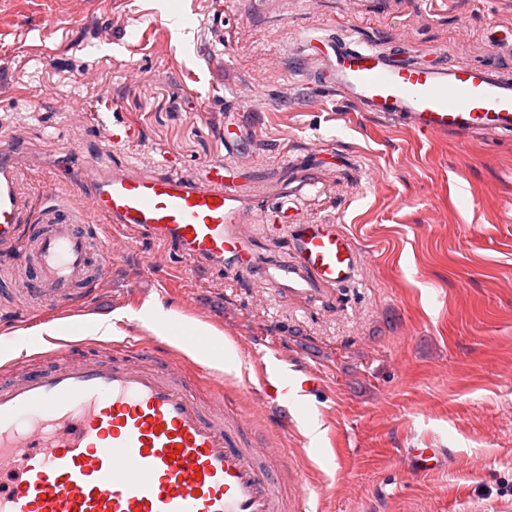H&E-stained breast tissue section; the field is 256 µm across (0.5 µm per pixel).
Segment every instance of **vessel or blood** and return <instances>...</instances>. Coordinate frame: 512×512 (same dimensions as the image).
I'll return each instance as SVG.
<instances>
[{
  "label": "vessel or blood",
  "mask_w": 512,
  "mask_h": 512,
  "mask_svg": "<svg viewBox=\"0 0 512 512\" xmlns=\"http://www.w3.org/2000/svg\"><path fill=\"white\" fill-rule=\"evenodd\" d=\"M324 84L358 111L430 135L512 136V74L501 67L427 65L412 50L349 34L306 41ZM96 123L112 147L137 138L132 124ZM24 141L0 134V249L27 268L26 290L44 309L95 291L133 239L174 246L187 263L254 267L249 227L231 221L233 190L216 161L197 181L178 170L144 176L123 165L79 170V208L36 207ZM122 224L128 237L91 247L88 221ZM290 261L272 279L291 295L354 281L358 251L337 224L289 227ZM266 409L321 388L314 369H269L256 359ZM267 449L224 419V397L197 399L181 363L140 343L114 341L103 358L0 380V512H288Z\"/></svg>",
  "instance_id": "b4317fda"
}]
</instances>
